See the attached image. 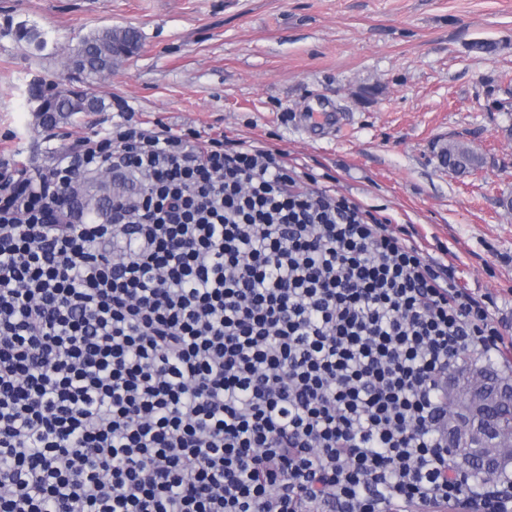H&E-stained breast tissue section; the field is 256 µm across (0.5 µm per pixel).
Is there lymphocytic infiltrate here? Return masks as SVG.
<instances>
[{
	"instance_id": "f902f5d3",
	"label": "lymphocytic infiltrate",
	"mask_w": 512,
	"mask_h": 512,
	"mask_svg": "<svg viewBox=\"0 0 512 512\" xmlns=\"http://www.w3.org/2000/svg\"><path fill=\"white\" fill-rule=\"evenodd\" d=\"M139 177L105 216L67 190ZM492 298L284 153L127 122L0 171V512H391L455 476L442 382Z\"/></svg>"
}]
</instances>
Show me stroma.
Here are the masks:
<instances>
[{
  "mask_svg": "<svg viewBox=\"0 0 512 512\" xmlns=\"http://www.w3.org/2000/svg\"><path fill=\"white\" fill-rule=\"evenodd\" d=\"M109 26L140 46L87 80L68 57ZM53 84L103 107L44 128L35 90ZM312 109L332 123L305 126ZM128 117L283 151L413 225L461 286L496 297L512 336V0H0V168L47 170ZM451 141L482 167L448 168Z\"/></svg>",
  "mask_w": 512,
  "mask_h": 512,
  "instance_id": "1",
  "label": "stroma"
}]
</instances>
